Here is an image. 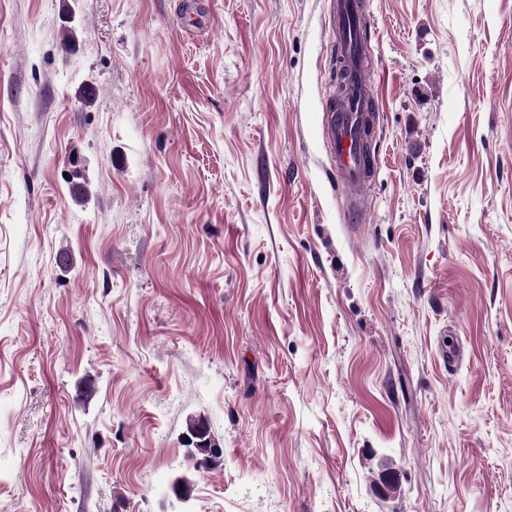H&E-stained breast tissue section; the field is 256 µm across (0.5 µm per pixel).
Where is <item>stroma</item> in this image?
<instances>
[{
  "label": "stroma",
  "mask_w": 512,
  "mask_h": 512,
  "mask_svg": "<svg viewBox=\"0 0 512 512\" xmlns=\"http://www.w3.org/2000/svg\"><path fill=\"white\" fill-rule=\"evenodd\" d=\"M207 2L0 0V512H512V0H364L361 224L330 0ZM328 22L342 58L339 66L347 69L348 77L340 103L336 104V95L321 102L319 112L325 116L321 136L327 144L336 186L349 193L352 216L358 220L371 186L365 158L366 130L375 125L379 115L378 96L362 62L370 46L371 25L360 0L331 1Z\"/></svg>",
  "instance_id": "stroma-1"
}]
</instances>
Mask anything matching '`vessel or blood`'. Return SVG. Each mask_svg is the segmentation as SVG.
Masks as SVG:
<instances>
[{"label": "vessel or blood", "instance_id": "b4317fda", "mask_svg": "<svg viewBox=\"0 0 512 512\" xmlns=\"http://www.w3.org/2000/svg\"><path fill=\"white\" fill-rule=\"evenodd\" d=\"M329 24L348 77L342 100L330 98L320 105L325 116L321 136L333 164L336 185L347 190L353 203L352 216L357 219L371 186L365 158L366 130L375 125L379 112L378 96L365 76L363 64L371 25L361 0H332Z\"/></svg>", "mask_w": 512, "mask_h": 512}]
</instances>
